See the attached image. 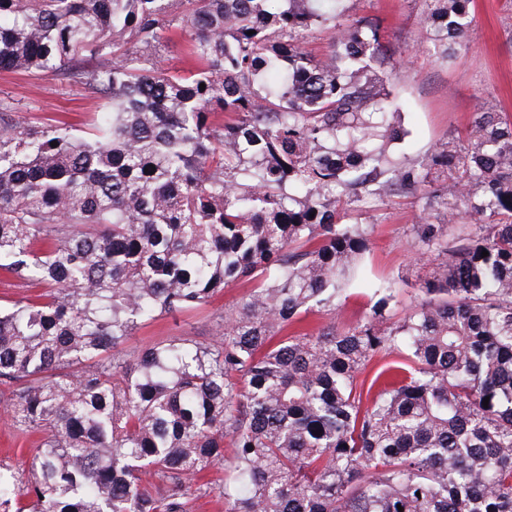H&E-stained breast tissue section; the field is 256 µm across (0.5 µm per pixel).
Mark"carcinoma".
I'll list each match as a JSON object with an SVG mask.
<instances>
[{"mask_svg":"<svg viewBox=\"0 0 512 512\" xmlns=\"http://www.w3.org/2000/svg\"><path fill=\"white\" fill-rule=\"evenodd\" d=\"M340 2L0 0V69L106 101L75 134L0 100V271L52 286L0 310L8 416L40 434L26 476L0 464V512H189L226 446V512H512V116L397 160L392 54ZM422 2L453 60L473 0ZM396 195L424 201L434 261L414 309L389 322L377 285L356 325L284 334L336 313L370 249L351 214ZM246 277L215 339L127 358L138 326ZM398 348L395 381L359 389Z\"/></svg>","mask_w":512,"mask_h":512,"instance_id":"carcinoma-1","label":"carcinoma"}]
</instances>
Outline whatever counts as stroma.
<instances>
[{
  "label": "stroma",
  "instance_id": "obj_1",
  "mask_svg": "<svg viewBox=\"0 0 512 512\" xmlns=\"http://www.w3.org/2000/svg\"><path fill=\"white\" fill-rule=\"evenodd\" d=\"M341 6L345 16L379 19L388 48L410 59L399 66L393 80L402 106L401 124L407 131L396 150L399 158L420 159L437 144L460 137L479 109L492 107L512 114V0H474L466 45L447 65L423 49L421 0H342ZM0 99L10 101L21 120L40 125L64 119L81 131L87 130L101 106L79 84L41 73L0 71ZM420 213L417 200L393 196L377 205L373 222L365 226L370 239L365 272L371 279L395 281L397 303L390 311L395 321L417 303L418 283L432 268L431 262L414 260L412 226ZM247 291V282L241 281L217 295L202 312L159 317L139 327L123 349L133 358L170 336L212 340L225 312L238 305ZM38 441V435L18 430L0 414L1 461L26 469Z\"/></svg>",
  "mask_w": 512,
  "mask_h": 512
}]
</instances>
